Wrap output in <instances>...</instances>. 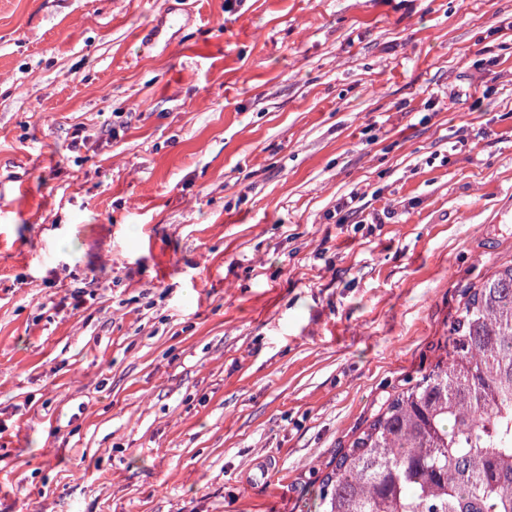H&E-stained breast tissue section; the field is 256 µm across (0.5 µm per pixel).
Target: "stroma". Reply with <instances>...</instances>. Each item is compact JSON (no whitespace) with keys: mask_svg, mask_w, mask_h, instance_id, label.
<instances>
[{"mask_svg":"<svg viewBox=\"0 0 512 512\" xmlns=\"http://www.w3.org/2000/svg\"><path fill=\"white\" fill-rule=\"evenodd\" d=\"M510 258L512 0H0V512H314Z\"/></svg>","mask_w":512,"mask_h":512,"instance_id":"stroma-1","label":"stroma"}]
</instances>
